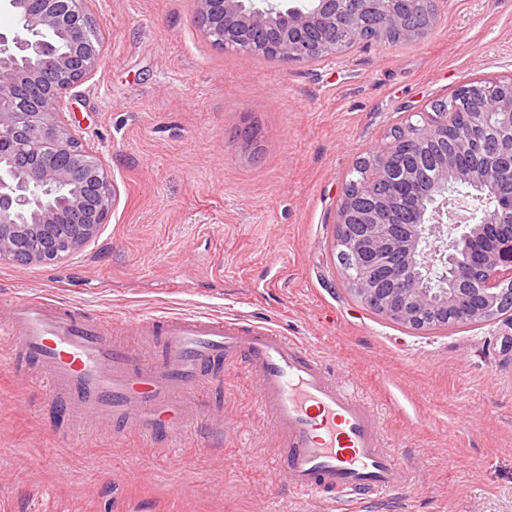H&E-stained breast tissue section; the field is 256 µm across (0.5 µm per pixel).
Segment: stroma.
<instances>
[{
    "label": "stroma",
    "instance_id": "obj_1",
    "mask_svg": "<svg viewBox=\"0 0 512 512\" xmlns=\"http://www.w3.org/2000/svg\"><path fill=\"white\" fill-rule=\"evenodd\" d=\"M438 9L412 42L273 63L214 46L194 0H86L101 63L67 94L66 117L110 169L117 203L66 262L0 265V301L50 295L120 328L169 309L273 321L334 365L414 473L357 512H512L505 327L384 320L351 296L332 246L360 155L462 84L512 80V0ZM201 396L235 432H81L0 344V512H332L266 468L277 437L242 366Z\"/></svg>",
    "mask_w": 512,
    "mask_h": 512
}]
</instances>
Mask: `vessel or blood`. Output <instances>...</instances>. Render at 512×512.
Returning a JSON list of instances; mask_svg holds the SVG:
<instances>
[{
	"label": "vessel or blood",
	"mask_w": 512,
	"mask_h": 512,
	"mask_svg": "<svg viewBox=\"0 0 512 512\" xmlns=\"http://www.w3.org/2000/svg\"><path fill=\"white\" fill-rule=\"evenodd\" d=\"M131 330L144 345L113 340L105 318L41 295L0 308V334L37 366L47 396L78 429L154 439L202 422L231 429L200 389L242 359L280 439L266 464L297 496L358 503L410 483L369 404L334 367L270 324L162 312Z\"/></svg>",
	"instance_id": "1"
}]
</instances>
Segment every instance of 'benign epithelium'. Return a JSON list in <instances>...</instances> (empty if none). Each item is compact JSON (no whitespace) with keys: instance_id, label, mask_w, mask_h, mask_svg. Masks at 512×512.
I'll return each mask as SVG.
<instances>
[{"instance_id":"7a95c632","label":"benign epithelium","mask_w":512,"mask_h":512,"mask_svg":"<svg viewBox=\"0 0 512 512\" xmlns=\"http://www.w3.org/2000/svg\"><path fill=\"white\" fill-rule=\"evenodd\" d=\"M436 0H195L206 34L221 47L248 55L273 52L293 61L324 53L327 30L387 14L383 33L411 40L428 31ZM18 30L0 32V265L54 266L100 234L116 202L112 174L65 123L66 94L101 60L99 25L85 0H0ZM512 130V82L485 112H461L455 126L489 118ZM448 132V119L421 113L400 143L415 145ZM468 183L469 216L448 209L460 200L441 191L422 205L410 188L408 206L361 202L367 186L342 190L334 246L349 264L354 297L376 315L415 332L500 322L512 330V147L493 164L458 172L445 160L438 185Z\"/></svg>"}]
</instances>
